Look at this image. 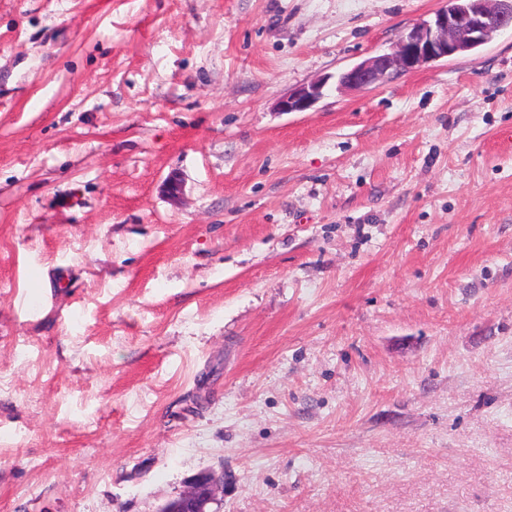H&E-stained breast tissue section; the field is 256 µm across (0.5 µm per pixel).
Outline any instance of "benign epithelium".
<instances>
[{"mask_svg":"<svg viewBox=\"0 0 512 512\" xmlns=\"http://www.w3.org/2000/svg\"><path fill=\"white\" fill-rule=\"evenodd\" d=\"M512 29V0H467L454 11L442 9L404 33L389 53L370 57L338 76V85L350 90L375 86L392 74L416 71L444 58H459L467 48L480 47L505 29ZM324 83L312 82L278 102L281 112H305L323 95ZM224 491V471L199 473L186 491L166 502L161 512H212Z\"/></svg>","mask_w":512,"mask_h":512,"instance_id":"benign-epithelium-1","label":"benign epithelium"}]
</instances>
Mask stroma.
I'll list each match as a JSON object with an SVG mask.
<instances>
[{
  "mask_svg": "<svg viewBox=\"0 0 512 512\" xmlns=\"http://www.w3.org/2000/svg\"><path fill=\"white\" fill-rule=\"evenodd\" d=\"M446 4L0 0V512H512V32L337 88ZM324 83L320 80L290 92L278 102L281 112H304L309 110L323 95ZM224 491V473L214 469L199 473L186 491L166 502L161 512H215L210 505Z\"/></svg>",
  "mask_w": 512,
  "mask_h": 512,
  "instance_id": "1",
  "label": "stroma"
}]
</instances>
